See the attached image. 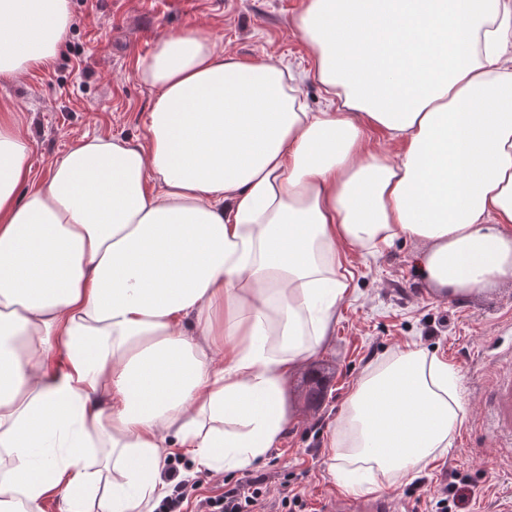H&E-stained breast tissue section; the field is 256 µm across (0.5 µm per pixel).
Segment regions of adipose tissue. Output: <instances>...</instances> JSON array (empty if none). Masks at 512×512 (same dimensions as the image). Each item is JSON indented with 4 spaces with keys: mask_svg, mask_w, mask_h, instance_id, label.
<instances>
[{
    "mask_svg": "<svg viewBox=\"0 0 512 512\" xmlns=\"http://www.w3.org/2000/svg\"><path fill=\"white\" fill-rule=\"evenodd\" d=\"M292 22L327 97L281 60L193 28L138 67L146 140L84 138L28 187L0 116V512H153L175 453L262 462L284 385L349 292L341 249L419 246L414 273L471 295L512 280V0H304ZM70 0H0V79L50 67ZM403 139L366 147L369 127ZM455 367L405 347L356 380L329 472L381 491L446 453Z\"/></svg>",
    "mask_w": 512,
    "mask_h": 512,
    "instance_id": "ef3b65f1",
    "label": "adipose tissue"
}]
</instances>
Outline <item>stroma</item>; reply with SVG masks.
Segmentation results:
<instances>
[{
    "instance_id": "35a3bbf8",
    "label": "stroma",
    "mask_w": 512,
    "mask_h": 512,
    "mask_svg": "<svg viewBox=\"0 0 512 512\" xmlns=\"http://www.w3.org/2000/svg\"><path fill=\"white\" fill-rule=\"evenodd\" d=\"M303 0H193L191 10L166 0H71L68 43L55 64L12 82L0 81V110L17 112L31 143L30 179L43 185L55 158L84 137L104 133L135 142L154 99L139 64L170 32L207 27L222 48L245 61L269 55L301 74L302 95L324 107L318 83L306 75L309 51L290 19ZM414 242H397L372 259L346 248L342 262L351 294L336 307L332 331L311 361L285 383L289 423L266 460L249 468L269 487L291 480L310 512H324L342 490L328 473L330 431L366 366L414 345L455 366L467 412L452 447L387 488L401 512H435L441 476L457 475L458 512H497L512 498V455L485 430L482 399L493 383L498 352L512 343V281L472 296L437 295L414 273ZM323 389L310 405V388Z\"/></svg>"
}]
</instances>
